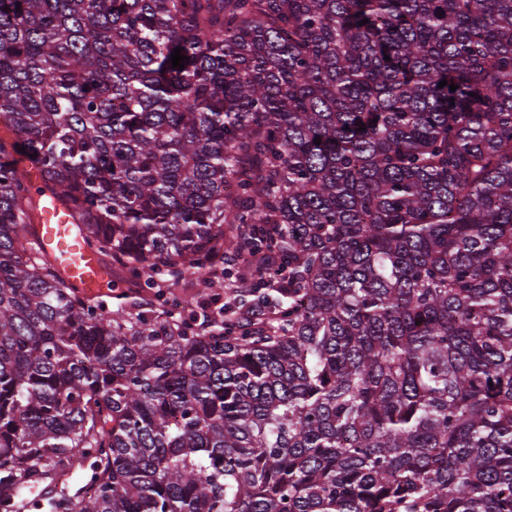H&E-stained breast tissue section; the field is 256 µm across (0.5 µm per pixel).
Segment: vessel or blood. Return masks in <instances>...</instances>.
Wrapping results in <instances>:
<instances>
[{
    "instance_id": "obj_1",
    "label": "vessel or blood",
    "mask_w": 512,
    "mask_h": 512,
    "mask_svg": "<svg viewBox=\"0 0 512 512\" xmlns=\"http://www.w3.org/2000/svg\"><path fill=\"white\" fill-rule=\"evenodd\" d=\"M34 245L48 253L57 269L85 297L102 295L111 285L95 253L86 244V231L54 195H46L38 218Z\"/></svg>"
}]
</instances>
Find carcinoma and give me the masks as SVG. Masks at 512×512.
Instances as JSON below:
<instances>
[{
  "mask_svg": "<svg viewBox=\"0 0 512 512\" xmlns=\"http://www.w3.org/2000/svg\"><path fill=\"white\" fill-rule=\"evenodd\" d=\"M0 123V512H512V0H0ZM38 228L31 238L34 245L48 253L61 274L89 299L104 293L112 284L95 253L86 244V231L75 224L70 210L50 192H45L38 218Z\"/></svg>",
  "mask_w": 512,
  "mask_h": 512,
  "instance_id": "carcinoma-1",
  "label": "carcinoma"
}]
</instances>
